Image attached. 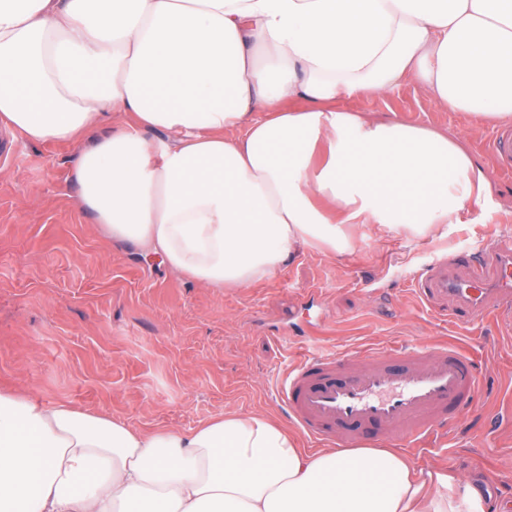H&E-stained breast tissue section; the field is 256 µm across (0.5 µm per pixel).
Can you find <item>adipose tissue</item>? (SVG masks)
<instances>
[{"instance_id":"adipose-tissue-1","label":"adipose tissue","mask_w":512,"mask_h":512,"mask_svg":"<svg viewBox=\"0 0 512 512\" xmlns=\"http://www.w3.org/2000/svg\"><path fill=\"white\" fill-rule=\"evenodd\" d=\"M411 79L468 138L342 105ZM511 122L512 0H0V124L79 144L77 210L204 288L491 222L469 141ZM0 512L496 510L451 467L312 452L262 412L141 431L0 390Z\"/></svg>"}]
</instances>
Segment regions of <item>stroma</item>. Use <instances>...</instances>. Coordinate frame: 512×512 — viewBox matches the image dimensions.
Wrapping results in <instances>:
<instances>
[{"label":"stroma","mask_w":512,"mask_h":512,"mask_svg":"<svg viewBox=\"0 0 512 512\" xmlns=\"http://www.w3.org/2000/svg\"><path fill=\"white\" fill-rule=\"evenodd\" d=\"M346 105L461 136L470 123L414 80ZM494 133L471 145L491 175V223L452 224L435 241L368 236L336 258L305 251L265 282L214 291L112 242L76 210L77 145L33 144L0 126V389L145 431H188L228 408L285 420L276 379L316 347L455 343L479 369L474 403L449 421L443 444L411 452L419 467L447 463L489 501L512 503V350L501 320L442 324L408 286L433 251L512 235V173L492 151Z\"/></svg>","instance_id":"obj_1"}]
</instances>
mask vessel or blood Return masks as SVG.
Segmentation results:
<instances>
[{"mask_svg": "<svg viewBox=\"0 0 512 512\" xmlns=\"http://www.w3.org/2000/svg\"><path fill=\"white\" fill-rule=\"evenodd\" d=\"M440 319L471 324L489 315L512 326V243L441 253L412 278ZM478 389L474 361L442 346L313 349L277 385L291 422L317 443L344 448L367 438L414 444L445 428Z\"/></svg>", "mask_w": 512, "mask_h": 512, "instance_id": "vessel-or-blood-1", "label": "vessel or blood"}]
</instances>
